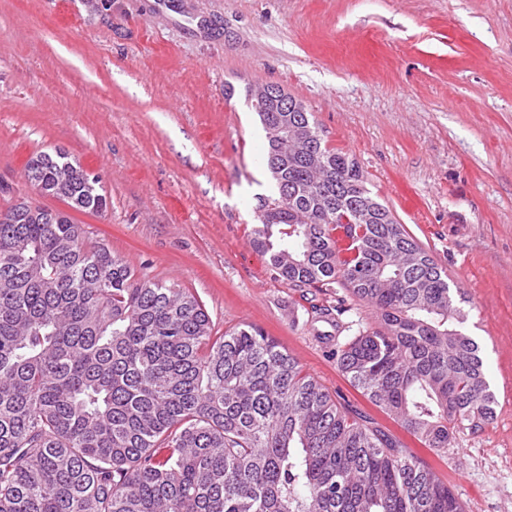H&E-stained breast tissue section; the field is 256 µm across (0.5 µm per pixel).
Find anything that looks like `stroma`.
I'll return each instance as SVG.
<instances>
[{"label": "stroma", "mask_w": 512, "mask_h": 512, "mask_svg": "<svg viewBox=\"0 0 512 512\" xmlns=\"http://www.w3.org/2000/svg\"><path fill=\"white\" fill-rule=\"evenodd\" d=\"M312 112L461 290L498 405L447 453L424 448L340 372L330 348L376 325L288 287L252 244L277 197L248 94ZM66 152L103 213L26 180ZM70 214L142 279L189 289L216 331L261 328L342 406L405 443L465 512H512V0H0V210Z\"/></svg>", "instance_id": "1"}]
</instances>
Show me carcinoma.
I'll return each mask as SVG.
<instances>
[{"label": "carcinoma", "mask_w": 512, "mask_h": 512, "mask_svg": "<svg viewBox=\"0 0 512 512\" xmlns=\"http://www.w3.org/2000/svg\"><path fill=\"white\" fill-rule=\"evenodd\" d=\"M278 198L253 245L291 288H345L378 323L336 344L351 385L424 447L495 414L448 272L327 148L311 113L261 112ZM45 196L101 212L67 154ZM164 453H159V450ZM0 512H464L407 447L336 402L259 328L213 335L185 288L140 279L81 225L0 211Z\"/></svg>", "instance_id": "obj_1"}]
</instances>
